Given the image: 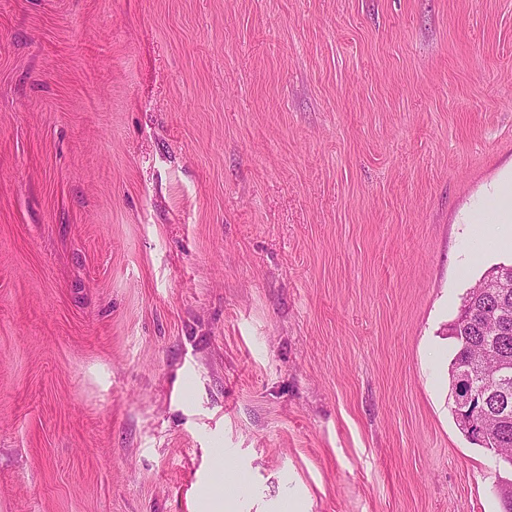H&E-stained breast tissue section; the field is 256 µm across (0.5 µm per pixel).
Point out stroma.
I'll list each match as a JSON object with an SVG mask.
<instances>
[{"mask_svg":"<svg viewBox=\"0 0 512 512\" xmlns=\"http://www.w3.org/2000/svg\"><path fill=\"white\" fill-rule=\"evenodd\" d=\"M511 180L512 0H0V512H500ZM498 201L497 219L494 224H479V234L482 240H488L495 245L507 243V240L495 234L490 228L493 226L507 225L512 219V182L504 184L496 190ZM489 226V227H487ZM511 269L512 265H498L492 267L479 282L465 294L462 298V305L456 319L449 325V336L455 340V355L449 364L448 376L449 384L452 393L455 390V380L457 373L460 374L462 368L467 365L469 346L473 343H483L493 354L505 355L512 361V329L510 328L512 320V300L510 294L506 293L500 288L506 281L511 282L512 274L505 272L499 274L498 277L490 279L495 286L494 298L495 303L491 305L490 311L487 313L488 320L493 321L498 325L500 334H507L502 336H482L479 333V326L481 318L486 312L485 305L487 301L478 300L473 302L468 309L466 303L473 297L484 298L488 288L487 281L488 275L497 273L499 270ZM485 303V304H484ZM457 415L456 421L460 427L464 428L472 437L483 440L485 433L484 421L476 422L470 415L472 405L478 400H483L481 394L471 387L457 389L454 397Z\"/></svg>","mask_w":512,"mask_h":512,"instance_id":"1","label":"stroma"}]
</instances>
